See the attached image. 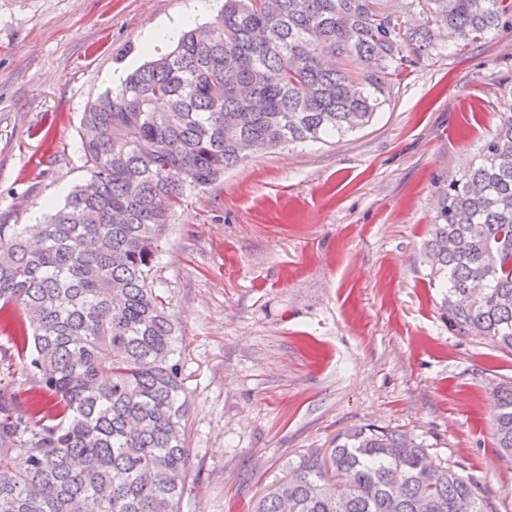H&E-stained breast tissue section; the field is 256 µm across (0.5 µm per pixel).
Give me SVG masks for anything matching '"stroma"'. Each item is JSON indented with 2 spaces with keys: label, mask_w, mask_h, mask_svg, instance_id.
Listing matches in <instances>:
<instances>
[{
  "label": "stroma",
  "mask_w": 512,
  "mask_h": 512,
  "mask_svg": "<svg viewBox=\"0 0 512 512\" xmlns=\"http://www.w3.org/2000/svg\"><path fill=\"white\" fill-rule=\"evenodd\" d=\"M223 0H0V224L84 186L80 121ZM512 115V31L415 58L372 124L258 151L187 191L154 288L181 338L182 512H252L288 463L372 425L512 512L492 387L512 355L449 331L423 248L443 192Z\"/></svg>",
  "instance_id": "obj_1"
}]
</instances>
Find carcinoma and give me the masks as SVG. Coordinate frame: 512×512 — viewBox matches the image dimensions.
<instances>
[{"mask_svg":"<svg viewBox=\"0 0 512 512\" xmlns=\"http://www.w3.org/2000/svg\"><path fill=\"white\" fill-rule=\"evenodd\" d=\"M224 0L83 112L89 185L29 237L0 224V324L32 394L0 384V512H180L189 469L175 325L153 288L159 242L189 188L241 148L324 142L368 126L440 36L465 48L512 28V0ZM424 256L448 329L512 354V116L448 181ZM512 455V381L492 388ZM254 512H496L423 445L351 431L299 457Z\"/></svg>","mask_w":512,"mask_h":512,"instance_id":"cac0c4a2","label":"carcinoma"}]
</instances>
